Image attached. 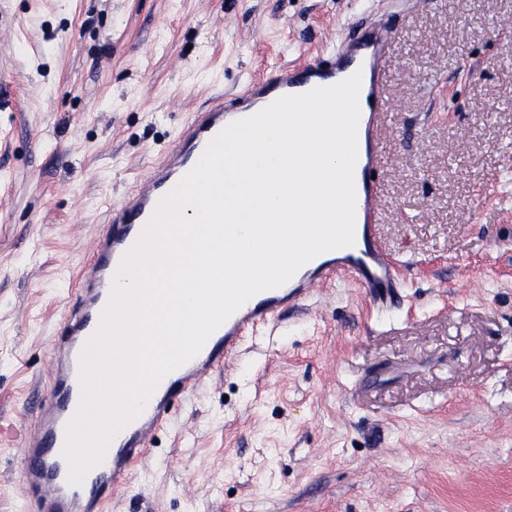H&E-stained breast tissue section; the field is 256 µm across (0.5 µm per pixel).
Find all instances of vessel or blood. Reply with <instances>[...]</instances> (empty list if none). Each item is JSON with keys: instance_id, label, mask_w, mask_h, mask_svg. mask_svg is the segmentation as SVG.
<instances>
[{"instance_id": "1", "label": "vessel or blood", "mask_w": 512, "mask_h": 512, "mask_svg": "<svg viewBox=\"0 0 512 512\" xmlns=\"http://www.w3.org/2000/svg\"><path fill=\"white\" fill-rule=\"evenodd\" d=\"M391 35L380 21H372L368 35L339 44L323 63L297 67L282 65L263 80L247 84L237 97L195 113L162 153L147 178L109 208L108 222L94 243L92 258L83 268V281L73 305L66 333L52 346L50 384L36 416V441L26 448L28 465L21 480L34 499L37 512H100L112 490L122 484L133 464L146 453L151 434L168 420L172 403L186 386L199 382L235 350L246 331L268 321L283 303L306 300L319 282L351 277L364 288L381 311L394 305L401 282L396 267L377 233L381 193L380 134L393 104L385 92V68ZM360 74V145L354 170L356 220L352 246L321 253L316 265L296 272L285 287L257 293L207 340L193 359L167 374L157 385L142 413L110 443L104 461L78 485L68 481L63 451L66 427L80 402L79 355L98 330L124 256L135 246L158 207L198 163L210 142L234 121L252 116L284 95L331 86Z\"/></svg>"}]
</instances>
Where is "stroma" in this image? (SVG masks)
I'll return each mask as SVG.
<instances>
[{
	"instance_id": "35a3bbf8",
	"label": "stroma",
	"mask_w": 512,
	"mask_h": 512,
	"mask_svg": "<svg viewBox=\"0 0 512 512\" xmlns=\"http://www.w3.org/2000/svg\"><path fill=\"white\" fill-rule=\"evenodd\" d=\"M393 35L379 233L404 283L283 307L188 391L105 512H512V0H0V512L109 206L186 120Z\"/></svg>"
}]
</instances>
